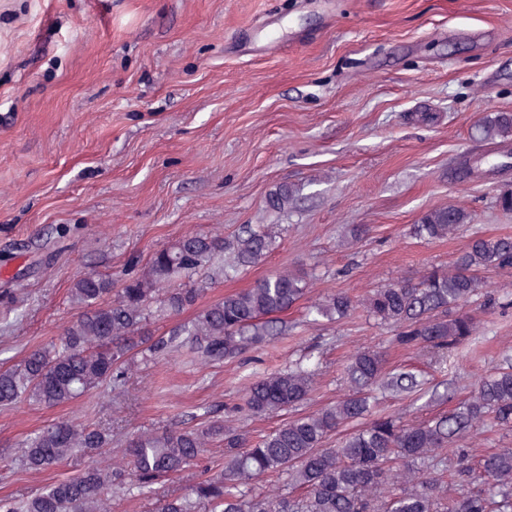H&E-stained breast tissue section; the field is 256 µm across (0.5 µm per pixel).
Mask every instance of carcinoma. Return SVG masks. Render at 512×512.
Here are the masks:
<instances>
[{
  "instance_id": "carcinoma-1",
  "label": "carcinoma",
  "mask_w": 512,
  "mask_h": 512,
  "mask_svg": "<svg viewBox=\"0 0 512 512\" xmlns=\"http://www.w3.org/2000/svg\"><path fill=\"white\" fill-rule=\"evenodd\" d=\"M475 137L495 141L512 135V113L497 112L474 127ZM294 188L282 185L269 196L276 210L288 208ZM459 205L433 208L414 225V234L444 240L470 223ZM271 239L262 227H246L231 237L189 234L156 250L146 271L126 279L81 273L70 288L81 309L55 342L31 349L10 368L0 370V406L28 401L49 407L72 403L101 387L120 386L139 354L175 351L190 345L208 363L231 360L246 349L284 332L270 318L300 301L308 283L284 271L244 291L204 306L168 336L143 331L153 303L178 314L205 291L195 276L228 278L241 266L261 259ZM512 266V237L477 236L448 270L379 288L361 300L337 292L312 306L330 320L361 308L379 324L400 328V340L445 356L478 335L474 316L459 311L479 288L477 274ZM194 280L192 288H165L174 279ZM349 393L335 404L284 423L256 442L222 419L201 426L140 431L123 449L125 462L112 468L93 465L47 486L41 493L0 512H108L112 496L148 487L167 474L190 473L210 443L224 445V467L190 480L182 495L160 498L155 512H512V448L478 462L486 489L479 494H448L445 448H454L487 418L512 429V365L480 379L473 395L446 414L403 423L375 413L368 393L379 389L393 397H420L427 380L411 371L387 369L384 354L364 348L345 366ZM314 391V370L301 362L249 383L244 408L253 415L286 411L306 403ZM112 447V437L91 425L58 421L22 443L23 464L46 471L77 455ZM287 477L303 490L301 498L256 492L254 482L267 474Z\"/></svg>"
}]
</instances>
